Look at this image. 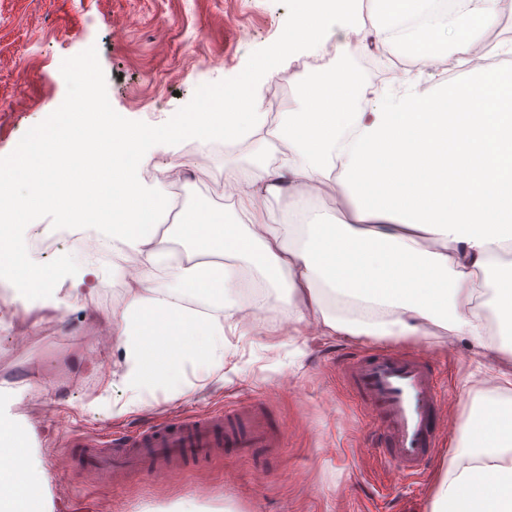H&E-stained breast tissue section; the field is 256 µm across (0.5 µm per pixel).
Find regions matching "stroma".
<instances>
[{"label": "stroma", "instance_id": "1", "mask_svg": "<svg viewBox=\"0 0 512 512\" xmlns=\"http://www.w3.org/2000/svg\"><path fill=\"white\" fill-rule=\"evenodd\" d=\"M281 0H0V156L54 112L66 95L64 59L96 47L113 109L130 120L161 125L203 84L237 76L249 55L281 34ZM154 165L175 163L185 175L157 185L172 206L162 224H192L212 238V225L245 223L227 198L224 168L205 149L176 148ZM133 253H114L109 287L93 302H74L53 322L32 328L18 309L0 312V387L10 390L9 415L31 433L30 451L46 472L47 512L66 499L89 501V512H170L190 501L200 512H429L433 478L455 443L442 446L421 474L394 486L373 446L375 427L340 359L349 350L380 347L377 339L292 336L275 309L249 316L233 336L236 354L226 377L174 401L139 406L120 381L122 365L111 339L95 334L90 316L121 318L128 303L122 273ZM397 348L427 352L457 418L469 390L484 379L488 357L461 337H411ZM233 402L261 405L282 444L242 449L177 470L138 473L112 483L68 462V435L105 434L172 414L201 415Z\"/></svg>", "mask_w": 512, "mask_h": 512}]
</instances>
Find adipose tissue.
<instances>
[{"mask_svg":"<svg viewBox=\"0 0 512 512\" xmlns=\"http://www.w3.org/2000/svg\"><path fill=\"white\" fill-rule=\"evenodd\" d=\"M434 2L377 0L380 16L372 21L361 0L306 10L293 19L276 70L331 47L336 72L327 82L313 74L295 85L301 102L288 117L269 119L256 83L233 123L201 127L185 116L140 139L121 173L140 199H154L149 162L160 146L220 141L225 186L247 217L225 225L217 251L175 248L157 228L93 224L99 238L138 258L123 282L130 299L120 322L108 314L96 322L114 329L123 380L144 400L160 393L175 400L204 387L231 355L229 338L245 312L272 304L296 328L308 302L329 336L399 340L437 328L512 357V290L501 285L512 277V200L502 196L496 171L476 175L460 165L453 182L463 200L426 202L440 171L419 169L413 159L447 128L452 111L470 113L472 137L489 136L474 107L489 102L491 90L512 88V37L482 52L476 34L499 25L504 0H455V14L438 26L428 21ZM404 17L410 27L401 26ZM389 50L406 66L395 89L378 85L364 65ZM325 186L347 200L346 218L313 211ZM284 196L292 207L273 208ZM27 267L45 287L11 300L38 322L94 298L103 285L97 263L73 247L48 266L28 257ZM146 308L171 324L173 336L146 334L138 320ZM44 480L29 454L0 443V500L19 490L40 493ZM430 512H512V372L474 390L435 475Z\"/></svg>","mask_w":512,"mask_h":512,"instance_id":"1","label":"adipose tissue"}]
</instances>
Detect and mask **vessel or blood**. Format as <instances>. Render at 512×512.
I'll return each instance as SVG.
<instances>
[{
    "label": "vessel or blood",
    "instance_id": "1",
    "mask_svg": "<svg viewBox=\"0 0 512 512\" xmlns=\"http://www.w3.org/2000/svg\"><path fill=\"white\" fill-rule=\"evenodd\" d=\"M343 375L375 424L380 460L392 480L419 474L442 434L445 401L437 390L432 362L419 351L381 348L352 354ZM281 439L264 413L241 404L224 413L175 417L163 426L106 442L96 437L70 441L65 453L83 459L100 477L148 468L167 469L195 455L226 448H274Z\"/></svg>",
    "mask_w": 512,
    "mask_h": 512
}]
</instances>
